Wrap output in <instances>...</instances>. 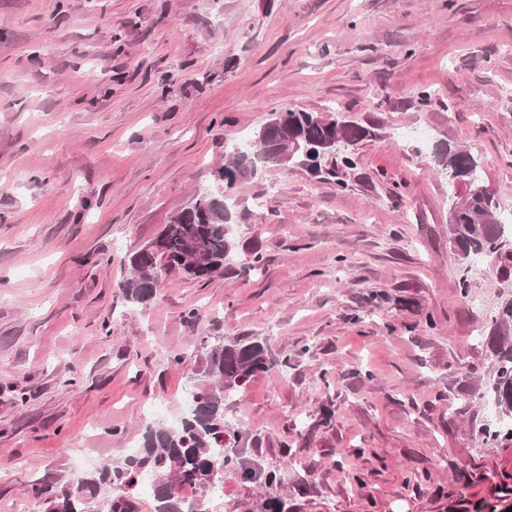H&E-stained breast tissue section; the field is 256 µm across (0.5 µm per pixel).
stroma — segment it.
Here are the masks:
<instances>
[{
    "label": "stroma",
    "mask_w": 512,
    "mask_h": 512,
    "mask_svg": "<svg viewBox=\"0 0 512 512\" xmlns=\"http://www.w3.org/2000/svg\"><path fill=\"white\" fill-rule=\"evenodd\" d=\"M287 109L375 135L339 145L341 183L238 184L224 276L130 304L129 256ZM442 142L507 218L512 0H0V512L178 427L218 337L278 361L224 412L281 482L225 471L212 512H490L512 441L479 435L483 333L512 276L450 243Z\"/></svg>",
    "instance_id": "1"
}]
</instances>
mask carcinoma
<instances>
[{
	"label": "carcinoma",
	"mask_w": 512,
	"mask_h": 512,
	"mask_svg": "<svg viewBox=\"0 0 512 512\" xmlns=\"http://www.w3.org/2000/svg\"><path fill=\"white\" fill-rule=\"evenodd\" d=\"M288 134L297 144L317 146L327 139L355 145L374 136L370 128L336 119L326 124L314 113L286 110ZM291 145L277 126H270L260 143L233 148L231 159L216 170L229 191L252 174L255 156L265 163L282 164L281 154ZM442 174L460 183L464 190L453 203L449 221L452 242L464 255L484 254L493 259L490 269L508 277L512 274V238L497 213L494 196L478 176V162L471 151L448 146L436 159ZM225 207L204 193L175 214L158 234L162 249L153 253L140 250L128 260L131 276L120 284L125 298L147 305L154 298L156 274L178 272L190 279L209 280L224 275L235 253ZM488 343L496 357L495 381L508 411L502 421L508 424L504 436L512 440V299L504 302L493 318ZM273 359L263 343L222 339L213 343L205 357V377L210 382L197 388V413L178 428L150 427L142 436L140 454L120 464L107 462L86 474L75 487L45 485L49 512H91L89 500L109 490L107 512H134L132 487L145 471L151 476L155 512H196L179 488L190 483L199 497L212 496L224 469L236 465L235 445L242 429L228 422L224 400L241 389L251 377L268 371Z\"/></svg>",
	"instance_id": "1"
}]
</instances>
